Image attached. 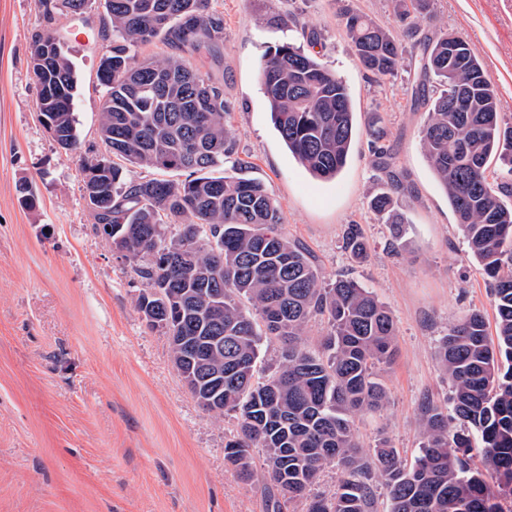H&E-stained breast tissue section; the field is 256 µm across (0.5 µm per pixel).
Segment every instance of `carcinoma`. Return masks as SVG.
<instances>
[{
  "instance_id": "carcinoma-1",
  "label": "carcinoma",
  "mask_w": 512,
  "mask_h": 512,
  "mask_svg": "<svg viewBox=\"0 0 512 512\" xmlns=\"http://www.w3.org/2000/svg\"><path fill=\"white\" fill-rule=\"evenodd\" d=\"M38 0L49 26L31 45L57 44L49 74L36 80L37 108L64 150L79 149L75 66L50 23L91 0ZM407 20L430 0H391ZM112 31L97 70L107 89L98 133L124 164H81L95 229L134 264L144 289L136 308L166 336L171 360L198 405L216 418L232 413L225 465L257 485L266 512H371L377 486L389 512H512V206L490 182L489 164L512 176V126L503 123L496 90L462 37L419 39L414 104L427 109L420 135L469 250L482 266L495 312L497 343L483 312L471 310L440 341L436 358L452 388L451 407L422 408L421 455L405 465L382 439L369 453L357 442L355 418L388 397L379 373L395 355L390 310L354 280L321 281L307 252L282 231L277 199L261 183L224 169L235 143L220 86L189 61L170 56L137 63L131 49L160 39L180 49L217 51L224 20L210 0H104ZM341 19L360 64L377 77L398 69L402 47L392 33L350 9ZM275 129L314 178L328 181L347 164L356 132L347 87L321 60L292 43L270 47L259 69ZM443 90L430 95L429 83ZM185 173L183 180L134 178L130 169ZM370 209L387 215L400 238L407 223L392 193L374 194ZM171 226L178 232L169 234ZM356 260L369 246L358 225L343 234ZM324 320L317 346L303 336ZM279 345L274 372L261 377L264 346ZM265 452L256 477L251 449ZM336 469L330 494L313 492ZM497 481L491 490L488 479Z\"/></svg>"
}]
</instances>
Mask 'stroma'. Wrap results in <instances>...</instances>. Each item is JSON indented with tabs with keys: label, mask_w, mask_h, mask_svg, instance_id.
I'll use <instances>...</instances> for the list:
<instances>
[{
	"label": "stroma",
	"mask_w": 512,
	"mask_h": 512,
	"mask_svg": "<svg viewBox=\"0 0 512 512\" xmlns=\"http://www.w3.org/2000/svg\"><path fill=\"white\" fill-rule=\"evenodd\" d=\"M224 19L218 54L188 59L218 79L231 113L238 177L263 183L278 200L289 239L303 245L324 282L343 276L368 288L397 323L396 354L382 374L388 400L356 419L371 451L389 439L406 463L424 444L425 402L446 403L450 386L436 346L467 311L493 319L485 278L468 251L422 148L427 114L411 101L407 72L422 49L411 28L464 37L495 86L512 125V0H431L400 20L391 0H212ZM367 15L403 47L401 70L377 78L357 60L341 9ZM103 0L54 27L76 65L80 149L68 154L36 108L31 37L45 22L37 0H0V512H266L260 492L224 464L233 416L203 411L175 369L166 336L135 307L143 284L97 232L84 199L80 159L99 154L105 89ZM294 41L321 54L346 84L357 114L351 161L320 181L288 152L270 117L259 76L265 49ZM402 183L408 219L394 239L369 207L390 181L374 166L371 127ZM28 183L27 206L19 191ZM359 225L369 258L342 248Z\"/></svg>",
	"instance_id": "stroma-1"
}]
</instances>
